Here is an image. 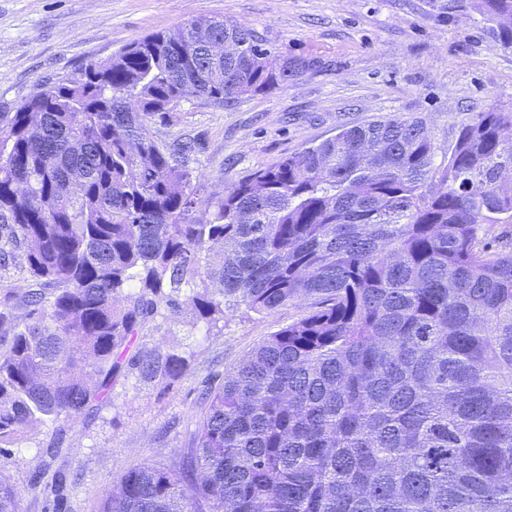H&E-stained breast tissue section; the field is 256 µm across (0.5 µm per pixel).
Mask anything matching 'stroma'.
Segmentation results:
<instances>
[{"label": "stroma", "mask_w": 512, "mask_h": 512, "mask_svg": "<svg viewBox=\"0 0 512 512\" xmlns=\"http://www.w3.org/2000/svg\"><path fill=\"white\" fill-rule=\"evenodd\" d=\"M213 18L248 25L276 55L320 65L229 107L184 101L153 123L159 143H199L188 168L204 221L225 187L340 129L402 113L423 119L444 149L477 113L512 108V50L478 13L433 0H0V112L147 34ZM307 311L304 300L271 314L242 308L211 327L191 305L165 309L143 342L189 352L182 375L162 386L119 379L95 417L61 418L0 449L21 512H98L104 486L128 468L178 462L206 411L205 387L223 385Z\"/></svg>", "instance_id": "35a3bbf8"}]
</instances>
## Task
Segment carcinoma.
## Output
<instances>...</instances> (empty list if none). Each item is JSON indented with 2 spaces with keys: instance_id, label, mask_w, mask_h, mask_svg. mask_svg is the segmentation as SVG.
<instances>
[{
  "instance_id": "1",
  "label": "carcinoma",
  "mask_w": 512,
  "mask_h": 512,
  "mask_svg": "<svg viewBox=\"0 0 512 512\" xmlns=\"http://www.w3.org/2000/svg\"><path fill=\"white\" fill-rule=\"evenodd\" d=\"M512 49V0H464ZM243 45L214 56L211 39ZM271 54L211 19L151 33L0 113V224L47 293L0 310V443L97 413L135 373L166 383L184 352L133 346L159 308L211 323L244 307L303 317L212 391L177 465L144 464L99 512H512V110L448 154L393 114L339 131L224 189L196 217L188 142L151 125L189 92L215 105L277 88L313 58ZM222 262L202 264L210 245ZM0 512H20L0 478Z\"/></svg>"
}]
</instances>
